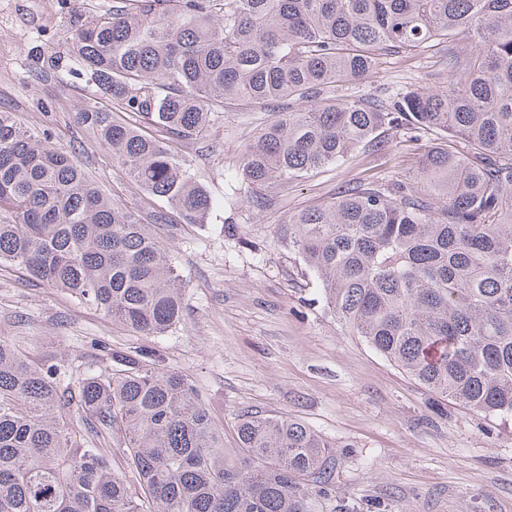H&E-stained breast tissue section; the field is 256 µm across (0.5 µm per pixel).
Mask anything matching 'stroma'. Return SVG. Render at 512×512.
<instances>
[{
	"label": "stroma",
	"mask_w": 512,
	"mask_h": 512,
	"mask_svg": "<svg viewBox=\"0 0 512 512\" xmlns=\"http://www.w3.org/2000/svg\"><path fill=\"white\" fill-rule=\"evenodd\" d=\"M112 0H0V109L24 126L48 129L52 145L78 147L86 172L114 202L139 213L166 210L112 166L73 116L94 93L77 72L36 76L38 54L65 50L72 25L109 12ZM448 84V55L436 48L383 57L342 97L386 95ZM287 101H228L196 139L173 143L215 199L208 223L171 214L151 232L167 245L185 285L183 321L165 336L138 335L26 271L0 266V336L74 375L98 371L112 354L147 352L157 367L190 379L224 445H238L249 413L306 424L347 446L336 466L337 496L355 512H512V423L438 402L343 325L321 285L279 236L289 216L329 202L359 183L417 176L431 134L390 133L378 151L256 188L242 182L246 145Z\"/></svg>",
	"instance_id": "35a3bbf8"
}]
</instances>
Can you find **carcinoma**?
<instances>
[{
	"instance_id": "1",
	"label": "carcinoma",
	"mask_w": 512,
	"mask_h": 512,
	"mask_svg": "<svg viewBox=\"0 0 512 512\" xmlns=\"http://www.w3.org/2000/svg\"><path fill=\"white\" fill-rule=\"evenodd\" d=\"M429 43L448 45V88L329 95L382 54ZM75 63L146 124L90 100L78 128L186 224L214 200L155 133L189 140L226 100L308 104L246 146L256 186L378 149L386 130L434 135L418 181L348 187L281 236L376 351L445 400L512 421V0H113L43 66ZM0 264L143 336L184 317V284L143 217L102 192L76 148L2 110ZM145 360L70 386L65 364L40 366L0 336V512H350L336 505V444L244 415L226 448L190 380ZM118 434L122 474L102 454Z\"/></svg>"
}]
</instances>
